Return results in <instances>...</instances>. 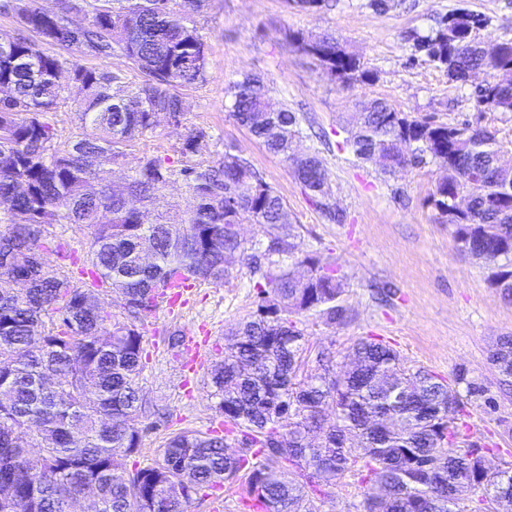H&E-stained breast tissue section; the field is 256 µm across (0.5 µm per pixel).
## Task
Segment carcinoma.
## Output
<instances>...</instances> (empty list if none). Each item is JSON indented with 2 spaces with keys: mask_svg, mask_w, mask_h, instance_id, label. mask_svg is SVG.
Returning a JSON list of instances; mask_svg holds the SVG:
<instances>
[{
  "mask_svg": "<svg viewBox=\"0 0 512 512\" xmlns=\"http://www.w3.org/2000/svg\"><path fill=\"white\" fill-rule=\"evenodd\" d=\"M207 0H63L46 14L35 0H6L19 33L0 45V202H10L0 229V512H65L76 494L94 495L103 512H187L193 495L248 472L246 500L254 512H318L326 488L351 477L363 489V512H497L489 493L512 482L490 467V449L469 439L468 399L481 385L459 374L466 395L423 368L404 366L399 353L375 338L347 353L345 371L327 349L304 372L306 337L298 317L336 324L346 317L343 277L311 254L295 252L294 227L283 198L245 159L231 153L213 165L186 162L204 133L190 130L179 148L181 166L166 158H140L127 196L104 183L103 168L119 164L122 147L143 137L160 115L182 117L180 86L205 80L206 43L193 17ZM85 23L72 32L70 14ZM480 19L451 13L428 35L413 36L428 61L455 81L476 70L493 80L475 100L512 112V42L486 59L472 36ZM39 36L34 41L25 33ZM121 56L144 79L117 96L121 71L88 68L42 45ZM344 83L371 74L334 37L311 49ZM74 104L76 132L62 145L47 120L60 104ZM231 112L267 149L291 163L295 179L315 207L332 220L322 160L298 156L302 119L274 99L258 76L235 84ZM407 140L411 153L397 152ZM345 146L382 171L436 164L445 172L433 195L454 227L459 248L483 260L489 282L512 298V168H500L501 143L468 123L435 124L371 99L357 113ZM191 190L184 216L151 214L170 182ZM470 197L457 213L451 198ZM262 229L241 238L240 224ZM93 229L90 271L119 294L122 312L101 306L99 289L51 268L43 254L48 228ZM183 231L175 233L172 228ZM237 259L250 276L263 313L230 336L224 360L210 372L224 432L181 431L168 437L162 463L130 469L147 416L140 385L143 336L133 321L153 314L161 288L179 277L219 284ZM307 268L303 279L288 266ZM25 275L21 295L11 280ZM490 359L500 383L512 386V339L496 342ZM238 433L243 451L226 452ZM288 445V454L274 447ZM194 487L185 492L184 478Z\"/></svg>",
  "mask_w": 512,
  "mask_h": 512,
  "instance_id": "carcinoma-1",
  "label": "carcinoma"
}]
</instances>
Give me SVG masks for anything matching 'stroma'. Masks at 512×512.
<instances>
[{"mask_svg": "<svg viewBox=\"0 0 512 512\" xmlns=\"http://www.w3.org/2000/svg\"><path fill=\"white\" fill-rule=\"evenodd\" d=\"M480 15L474 37L484 48L512 41V0H388L376 10L368 0H333L331 7L307 11L291 0H209L196 25L206 50L204 82L180 87L185 103L180 123L159 119L146 136L128 142L121 164L105 178L124 186L147 153L180 161L179 147L189 130L203 131L191 163L211 165L224 154L245 158L283 198L300 254H316L344 278L342 302L347 321L327 324L307 316L310 349L345 353L363 337L392 346L411 365L453 380L457 374L479 383L482 397L471 399L466 422L473 439L495 450L492 465L512 462V387L499 384L489 352L512 336V301L487 280L482 260L461 251L432 202L443 176L437 165L408 167L388 175L356 159L340 143L362 101L379 98L396 111L437 124L463 121L492 131L502 144L503 163L512 164V112L476 107L473 91L491 81L479 71L467 83L412 48L413 34L434 29L457 10ZM335 37L372 71V82L345 83L331 76L298 40ZM259 76L273 95L304 113L306 136L297 153H318L324 162L331 202L342 221L325 218L294 178L292 167L269 152L230 112L233 85L243 75ZM91 230L58 224L50 228L44 256L54 268L78 272L87 258ZM259 299L239 265L219 285L202 284L175 313L157 308L137 322L143 334V397L163 408L161 420L144 422L141 447L129 466H153L162 459L169 433L209 431L221 419L208 373L224 357L228 332L256 315ZM205 327L197 374L181 367L182 352L167 345L169 331L191 334Z\"/></svg>", "mask_w": 512, "mask_h": 512, "instance_id": "stroma-1", "label": "stroma"}]
</instances>
